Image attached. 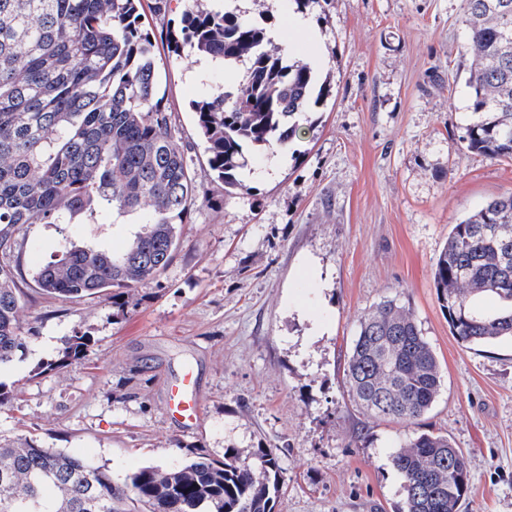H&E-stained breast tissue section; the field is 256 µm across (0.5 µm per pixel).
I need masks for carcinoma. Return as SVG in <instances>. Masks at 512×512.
I'll return each mask as SVG.
<instances>
[{"label":"carcinoma","instance_id":"cac0c4a2","mask_svg":"<svg viewBox=\"0 0 512 512\" xmlns=\"http://www.w3.org/2000/svg\"><path fill=\"white\" fill-rule=\"evenodd\" d=\"M469 31L468 150L512 158V0H466ZM143 0H0V365L25 345L20 328L14 233L28 224H126L139 229L120 252L92 242L62 246L33 274L59 297L107 294L154 279L179 244L178 225L206 202L191 160L159 96L156 43L142 24ZM173 52L187 46L224 67V86L192 102L208 163L224 191L246 187V149L276 150L302 130L327 90L319 68L288 57L267 26L232 7L188 0ZM246 66L242 79L238 65ZM452 335L470 345L512 339V193L453 225L434 269ZM499 299L486 311L479 300ZM72 336L62 359L83 356ZM345 379L370 418L412 425L441 386L439 362L410 307L385 299L357 325ZM227 448L181 465L144 466L122 485L112 472L62 450L18 439L0 443V512H272L279 458ZM402 478L396 512H459L470 473L448 436L420 433L390 454Z\"/></svg>","mask_w":512,"mask_h":512}]
</instances>
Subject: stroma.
<instances>
[{"label":"stroma","mask_w":512,"mask_h":512,"mask_svg":"<svg viewBox=\"0 0 512 512\" xmlns=\"http://www.w3.org/2000/svg\"><path fill=\"white\" fill-rule=\"evenodd\" d=\"M236 4L293 41L297 58L320 61L327 92L312 129L259 157L246 190L225 192L190 107L224 72L164 48L185 0L146 9L159 91L211 202L180 225L166 270L118 298L54 297L31 276L63 239L117 248L127 227L24 228L26 344L0 366V439L80 456L119 483L193 451L272 448L277 512H395L402 479L388 451L406 429L363 416L343 379L358 318L395 298L440 363L441 392L419 428L461 448L472 479L461 512H512V341H459L433 282L452 226L512 192V160L463 140L465 0H306L312 40L294 36L282 0ZM74 335L88 339L84 357L54 368ZM187 367L202 408L188 427L166 407Z\"/></svg>","instance_id":"obj_1"}]
</instances>
